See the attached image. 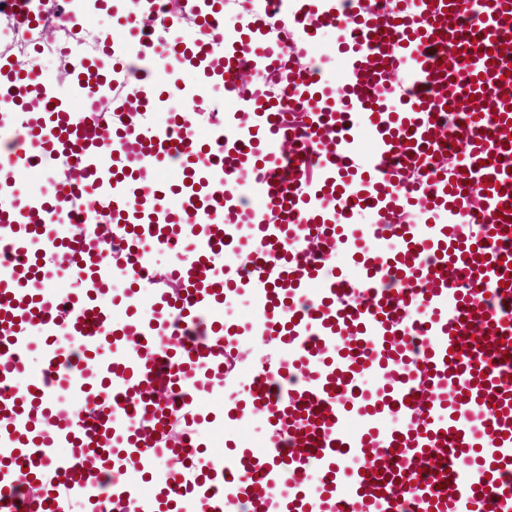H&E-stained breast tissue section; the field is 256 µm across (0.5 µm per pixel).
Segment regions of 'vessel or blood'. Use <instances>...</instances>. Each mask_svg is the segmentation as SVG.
Instances as JSON below:
<instances>
[{"instance_id":"obj_1","label":"vessel or blood","mask_w":512,"mask_h":512,"mask_svg":"<svg viewBox=\"0 0 512 512\" xmlns=\"http://www.w3.org/2000/svg\"><path fill=\"white\" fill-rule=\"evenodd\" d=\"M194 42L197 81L179 92L200 101L209 83L235 95L243 71L277 68L283 43L269 35L291 25L316 38L343 33V77L324 85L320 67L289 77L279 101L249 98L235 124L193 131L126 126L128 94L113 70L155 47L128 27L100 56L73 59L69 95L58 96L37 70L7 67L15 109L0 114V512H64L69 500H107L111 512H512V81L502 80L491 51L512 36V0H268L246 45L215 53L224 15L200 14ZM96 92L116 98L109 122L126 129L136 162L93 135L99 105L76 112ZM479 119L459 129L463 171L435 167L428 209L441 224H392L389 216L416 194L405 167L441 154L439 133L468 100ZM305 112L288 123L285 109ZM371 161L354 166L361 131ZM58 165L53 192L13 198L33 169ZM177 181L175 199L138 191L144 167ZM318 167L319 177L305 178ZM479 184L480 230L458 239L469 216L466 182ZM251 183L260 197L244 204ZM119 219L128 250L176 248L192 239L191 260L174 271L186 290L160 298L152 318L116 324L100 302L112 281L104 249L90 236L53 239L54 261H67L80 293L43 288L44 266L31 251L54 223L78 224L86 204ZM381 216L350 225L353 210ZM260 242L248 274L211 272L214 255H239L241 225ZM351 245L365 270L352 281L326 274L306 240ZM249 288L267 334L289 349L287 360L257 368L248 407L238 420L262 416L269 445L224 461L204 454L200 438L152 436L187 416L195 387L224 384L230 342L221 313L228 293ZM48 339L44 366L26 369L31 334ZM384 391L359 392L365 374ZM76 394L93 420L56 409L54 393ZM396 429L383 434L377 420ZM482 459L473 481L457 468L470 449ZM169 468L157 493L126 480L129 469Z\"/></svg>"}]
</instances>
